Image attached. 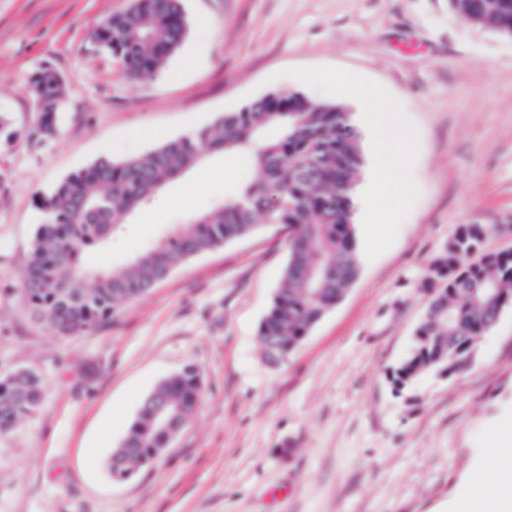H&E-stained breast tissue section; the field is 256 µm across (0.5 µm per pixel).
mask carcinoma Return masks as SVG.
<instances>
[{
  "label": "carcinoma",
  "mask_w": 512,
  "mask_h": 512,
  "mask_svg": "<svg viewBox=\"0 0 512 512\" xmlns=\"http://www.w3.org/2000/svg\"><path fill=\"white\" fill-rule=\"evenodd\" d=\"M465 22L512 36V0H449ZM187 34L182 0H131L95 31L99 49L134 78L156 73ZM37 102L33 136L56 130L64 81L49 65L31 79ZM270 128L278 131L269 139ZM250 154L253 165L234 195L173 228L121 268H95L87 252L102 251L156 193L209 156ZM364 158L359 132L340 102H316L300 91L271 93L226 112L214 125L167 140L137 156L101 158L39 197L43 222L35 233L17 296L31 318L55 336L94 330L116 307L142 297L184 261L257 228L261 217L288 230V262L273 304L260 323L265 352L284 361L334 306L358 274L352 224L355 178ZM486 228L463 224L428 262L427 279L444 282L415 329L412 351L397 370L403 388L427 372L459 373L472 362L479 339L512 301V251L485 253ZM203 379L187 366L149 394L112 456L134 475L169 447L155 409L182 428L194 413ZM43 400L39 372L0 375V435L35 412Z\"/></svg>",
  "instance_id": "carcinoma-1"
}]
</instances>
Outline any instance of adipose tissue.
Segmentation results:
<instances>
[{
	"mask_svg": "<svg viewBox=\"0 0 512 512\" xmlns=\"http://www.w3.org/2000/svg\"><path fill=\"white\" fill-rule=\"evenodd\" d=\"M331 80L341 89L356 94L371 105L362 119L370 127L377 142L374 176L357 203L370 211L394 212L405 198V183L400 173L406 167V150L394 137L392 117L387 116L379 107L382 95L377 88L363 83L349 73L332 75ZM478 481V476H471L469 487L463 488L458 499L449 503L447 512H512L511 455L502 458L494 469L490 494L495 500L494 510H487L485 496L471 492V485Z\"/></svg>",
	"mask_w": 512,
	"mask_h": 512,
	"instance_id": "obj_1",
	"label": "adipose tissue"
}]
</instances>
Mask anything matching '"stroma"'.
Masks as SVG:
<instances>
[{
    "label": "stroma",
    "instance_id": "1",
    "mask_svg": "<svg viewBox=\"0 0 512 512\" xmlns=\"http://www.w3.org/2000/svg\"><path fill=\"white\" fill-rule=\"evenodd\" d=\"M130 0H0V374L40 372L41 407L0 435V512H431L504 450L512 411V307L461 373L397 393L393 373L437 293L428 260L464 224L512 250V37L462 21L448 0H182L188 33L157 74L132 78L94 31ZM65 82L58 132L32 138L30 78ZM384 92L410 149L407 202L367 237L358 276L282 363L259 324L281 284L286 234L188 259L98 329L59 338L16 296L43 215L39 196L103 156L120 161L213 125L269 94L362 103L316 74ZM248 156H213L156 194L88 265H124L172 226L234 194ZM203 387L170 448L124 483L108 469L143 400L186 366Z\"/></svg>",
    "mask_w": 512,
    "mask_h": 512
}]
</instances>
